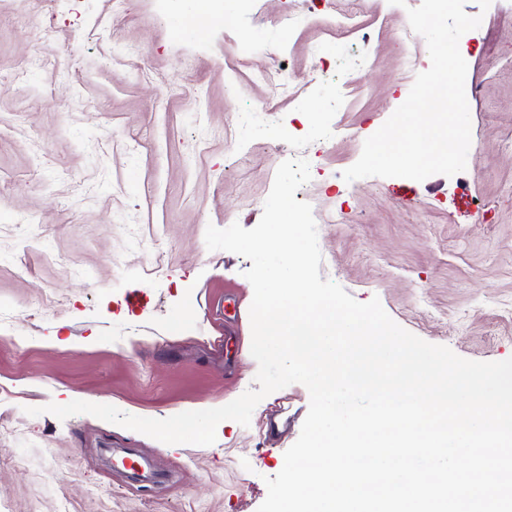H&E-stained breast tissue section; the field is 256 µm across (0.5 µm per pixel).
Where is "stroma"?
Segmentation results:
<instances>
[{
    "label": "stroma",
    "mask_w": 512,
    "mask_h": 512,
    "mask_svg": "<svg viewBox=\"0 0 512 512\" xmlns=\"http://www.w3.org/2000/svg\"><path fill=\"white\" fill-rule=\"evenodd\" d=\"M181 2L126 0L91 37L104 0H0V512H257L308 413L302 384L209 446L44 407L71 393L165 419L255 388L252 263L204 235L255 227L290 158L310 163L295 197L318 219L322 278L463 358L512 357V0L464 7L482 18L459 40L466 169L350 183L430 67L424 38L398 32L421 0H238L201 38L173 34ZM355 4L361 29L334 34ZM280 67L296 80L279 94L252 79ZM115 448L165 485L129 481Z\"/></svg>",
    "instance_id": "1"
}]
</instances>
